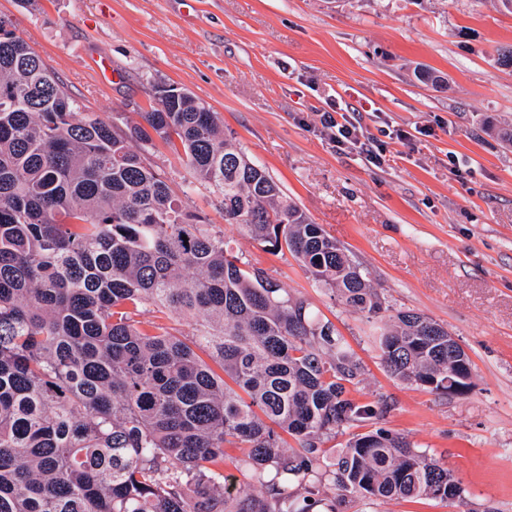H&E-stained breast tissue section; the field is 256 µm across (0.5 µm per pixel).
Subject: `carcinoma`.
<instances>
[{
    "instance_id": "cac0c4a2",
    "label": "carcinoma",
    "mask_w": 512,
    "mask_h": 512,
    "mask_svg": "<svg viewBox=\"0 0 512 512\" xmlns=\"http://www.w3.org/2000/svg\"><path fill=\"white\" fill-rule=\"evenodd\" d=\"M139 117L82 111L0 17V512H341L348 498H461L447 465L378 426L384 402L353 395L364 368L333 323L191 210L193 185L212 190L224 223L288 251L376 323L394 377L467 394L471 361L448 329L388 314L345 248L192 92L166 89ZM157 139L189 171L179 194L145 154ZM148 307L196 320L195 333L138 320ZM365 425L374 430L355 432ZM347 432L344 452L320 465L323 439ZM226 443L264 495L224 473Z\"/></svg>"
}]
</instances>
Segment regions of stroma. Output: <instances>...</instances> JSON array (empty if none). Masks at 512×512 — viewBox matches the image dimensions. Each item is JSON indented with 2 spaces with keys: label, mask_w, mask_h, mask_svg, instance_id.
<instances>
[{
  "label": "stroma",
  "mask_w": 512,
  "mask_h": 512,
  "mask_svg": "<svg viewBox=\"0 0 512 512\" xmlns=\"http://www.w3.org/2000/svg\"><path fill=\"white\" fill-rule=\"evenodd\" d=\"M26 42L102 119L148 109L154 83L192 91L247 155L343 245L391 310L445 326L473 388L436 394L384 368L362 314L224 221L210 189L189 205L234 252L331 320L362 363L381 427L445 463L460 501L353 500L342 512H512V13L494 0H0ZM108 58L113 79L96 64ZM443 79L420 81L419 68ZM344 108L383 161L337 147L323 113ZM409 133L407 142L381 127Z\"/></svg>",
  "instance_id": "stroma-1"
}]
</instances>
